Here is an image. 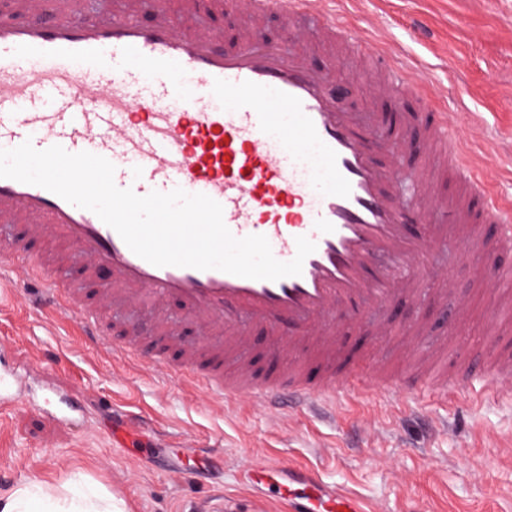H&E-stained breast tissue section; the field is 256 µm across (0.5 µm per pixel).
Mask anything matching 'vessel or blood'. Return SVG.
<instances>
[{
  "instance_id": "obj_1",
  "label": "vessel or blood",
  "mask_w": 512,
  "mask_h": 512,
  "mask_svg": "<svg viewBox=\"0 0 512 512\" xmlns=\"http://www.w3.org/2000/svg\"><path fill=\"white\" fill-rule=\"evenodd\" d=\"M141 0H123L108 20L88 23L55 0H14L0 14V148L24 142L44 150L87 151L109 160L118 187L140 196L175 188L209 196L223 208L234 237L265 236L274 257L291 261L296 240L316 246L302 273L277 281L217 269L157 267L133 253L94 212L50 191L0 178V227L21 224L25 241L0 238V262L25 263L39 304L79 334L110 341L112 357L203 388L224 404L248 402L273 414L336 415L341 396L375 389L397 402L399 391L447 397V372L411 377L365 371L360 351L341 342L337 318L359 324L377 310L375 334L389 335L387 309L421 291L434 245L462 241L481 259L478 287L500 281V254L512 252V199L480 171L477 155L458 140L434 99L420 96L416 143L406 127L379 112L344 110L336 72L315 64L304 38L271 44L261 18L277 11L287 30L361 49L350 26L314 0H247L234 44L223 35L175 28L164 8L139 21ZM389 49L370 54L359 82L399 103L415 94L407 61L391 65ZM288 115L272 122L267 107ZM447 194H439L440 184ZM481 224L493 234L478 232ZM76 265L82 282L59 283L53 270ZM105 281L113 308L136 307L161 321L168 348L141 353L133 334L109 336L101 304L83 281ZM179 307L180 318L165 314ZM196 340L182 337L184 324ZM275 342L264 368L252 361L253 329ZM427 326L411 329L413 358L431 363L445 346L423 344ZM484 388L512 385V355L486 362ZM28 392L22 371L0 363V408ZM43 407L70 423L69 401L55 387L40 390ZM285 478L281 499L294 512H366L357 495L312 470L265 458L243 468L258 493Z\"/></svg>"
}]
</instances>
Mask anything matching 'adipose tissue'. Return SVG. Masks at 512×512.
I'll return each instance as SVG.
<instances>
[{
  "mask_svg": "<svg viewBox=\"0 0 512 512\" xmlns=\"http://www.w3.org/2000/svg\"><path fill=\"white\" fill-rule=\"evenodd\" d=\"M0 512H125L123 500L107 490L79 493L31 481L0 498Z\"/></svg>",
  "mask_w": 512,
  "mask_h": 512,
  "instance_id": "ef3b65f1",
  "label": "adipose tissue"
}]
</instances>
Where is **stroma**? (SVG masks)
I'll return each mask as SVG.
<instances>
[{
  "mask_svg": "<svg viewBox=\"0 0 512 512\" xmlns=\"http://www.w3.org/2000/svg\"><path fill=\"white\" fill-rule=\"evenodd\" d=\"M336 11L356 15L362 39H385L423 66L422 90L443 89L441 104L455 132L496 154L488 175L512 196V173L499 158L512 138V0H336ZM317 58L335 62L347 88L344 109L386 110L385 101L352 82L349 58L332 57L325 46ZM433 257L427 275L452 273L451 297L400 300L388 313L395 335H374L367 318L358 329H344L347 342L397 372L409 324L427 319L430 338L447 339L458 333L455 307L464 306L471 315L458 333L464 346L478 357L511 353L512 319L494 315L497 289L476 288L477 260L448 243L436 245ZM1 340L7 361L37 364V380L80 394L82 415L60 424L24 403L0 413V496L36 479L105 488L128 512H205L214 503L209 490L220 482L224 512H249L239 465L261 455L316 470L378 512H512V390L484 395L469 383L446 403L424 397L398 412L365 406L335 423L251 408L232 415L205 391L109 363L84 344L74 322L50 320L22 289L0 311ZM116 410L146 417L151 430L112 425ZM188 437L198 457H208L213 446L224 451L223 469L196 484L151 465L180 453Z\"/></svg>",
  "mask_w": 512,
  "mask_h": 512,
  "instance_id": "obj_1",
  "label": "stroma"
}]
</instances>
